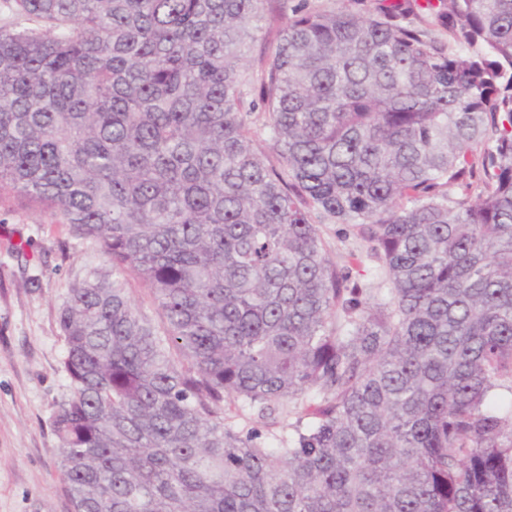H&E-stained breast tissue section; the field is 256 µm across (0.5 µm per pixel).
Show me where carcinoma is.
<instances>
[{"label": "carcinoma", "mask_w": 512, "mask_h": 512, "mask_svg": "<svg viewBox=\"0 0 512 512\" xmlns=\"http://www.w3.org/2000/svg\"><path fill=\"white\" fill-rule=\"evenodd\" d=\"M265 2L0 0V204L110 266L59 316L70 512H512V0L298 3L255 71ZM342 227L340 224H329L328 222L321 224L327 257L338 267L349 265L356 259H361V267L368 271L366 277L369 278L376 262L366 258L367 243L352 234L346 239L342 238L341 235L336 234V230ZM126 288L138 312L150 320L158 329L162 330L164 324L156 306L152 302L149 287L138 278L128 277Z\"/></svg>", "instance_id": "cac0c4a2"}]
</instances>
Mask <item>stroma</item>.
Listing matches in <instances>:
<instances>
[{
	"label": "stroma",
	"instance_id": "1",
	"mask_svg": "<svg viewBox=\"0 0 512 512\" xmlns=\"http://www.w3.org/2000/svg\"><path fill=\"white\" fill-rule=\"evenodd\" d=\"M268 0L250 53L259 62L284 23L285 4ZM337 266L366 257L367 244L321 226ZM106 262L93 244L72 238L53 216L15 199L0 208V512H70L58 469L52 419L70 394L62 368L66 341L59 311L72 284Z\"/></svg>",
	"mask_w": 512,
	"mask_h": 512
}]
</instances>
